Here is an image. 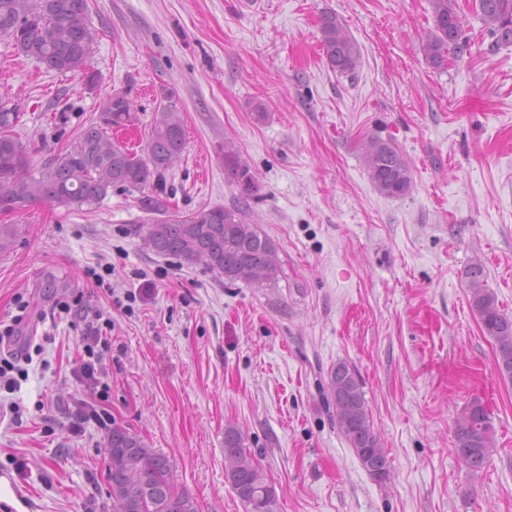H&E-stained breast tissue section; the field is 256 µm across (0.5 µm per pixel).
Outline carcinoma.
Wrapping results in <instances>:
<instances>
[{
  "instance_id": "carcinoma-1",
  "label": "carcinoma",
  "mask_w": 512,
  "mask_h": 512,
  "mask_svg": "<svg viewBox=\"0 0 512 512\" xmlns=\"http://www.w3.org/2000/svg\"><path fill=\"white\" fill-rule=\"evenodd\" d=\"M428 2L433 28L421 52L431 64L441 66L450 51L461 47L463 19L457 0ZM473 9L495 45L512 44V0H474ZM88 12V0H0V39H8L20 54L48 70L83 71L92 42ZM320 32L328 66L341 74L354 72L360 49L336 15H323ZM100 108V121L90 122L70 150L36 170L15 132L19 112L0 100L1 213H19L39 204L91 210L114 189L136 191L139 208L152 215L150 223L135 226V234L148 249L190 265L203 264L233 281L262 285L277 279L276 247L257 225L245 222L242 209L205 205L184 214L172 206L163 188L165 174L186 144L184 126L173 113L161 112L148 131L144 151L138 154L108 134L133 121L132 101L115 92L103 99ZM363 159L368 178L380 194L399 198L411 191V166L394 144L371 138L364 144ZM224 171L242 195H255L258 186L253 174L227 146ZM21 238V225L0 224V254L10 253ZM483 276L481 266L469 269L470 306L495 341L499 375L512 381V318L500 312ZM328 378L340 431L363 468L374 478L386 480L388 456L373 429L357 370L339 361ZM247 440L238 425H225V477L255 512H278L275 488L253 461ZM108 447L112 448L108 466L112 512H198L194 499L174 481V461L149 447L140 435L114 423ZM493 451L488 415L474 402L457 421L455 452L469 470L479 471Z\"/></svg>"
}]
</instances>
